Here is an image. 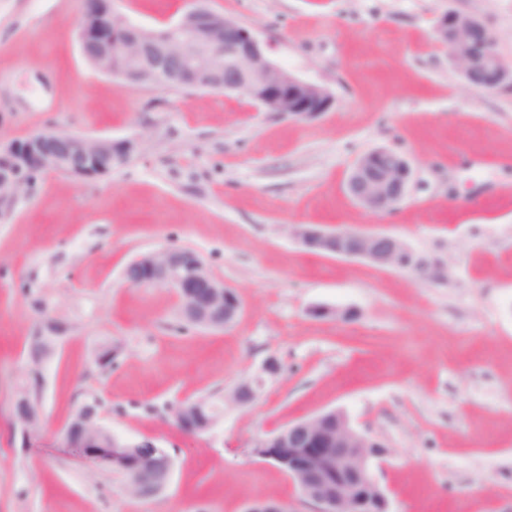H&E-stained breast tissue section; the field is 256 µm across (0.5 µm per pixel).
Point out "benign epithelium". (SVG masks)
<instances>
[{"mask_svg": "<svg viewBox=\"0 0 512 512\" xmlns=\"http://www.w3.org/2000/svg\"><path fill=\"white\" fill-rule=\"evenodd\" d=\"M78 43L85 59L99 72L130 83L165 89L173 84L197 90H224L244 96L266 112L296 121H309L328 111L331 93L282 68L266 54L253 32L235 20L210 10L202 0H187L180 17L159 32L132 28L114 0H83ZM439 44L459 73L476 91L512 85V62L493 49L489 28L478 17L449 11L435 25ZM134 50L124 70L112 57ZM139 149V139H109L41 130L0 143V201L17 197L29 170L63 173L79 180H95L124 164ZM412 167L404 155L376 149L353 167L347 191L354 201L375 212L400 204L407 195ZM290 234L304 247L347 259H362L379 267L402 268L423 278L439 275L441 264L422 259L400 239L382 233L347 228L325 231L313 224H293ZM126 283L134 287H164L175 294L180 313L201 328H226L242 311L235 291L214 278L194 252L167 246L129 263ZM275 357H268L257 373L239 385L229 400L237 406L255 401V382L273 380ZM207 400L180 403V419L190 422ZM97 404L85 406L79 423L65 432L68 446L99 462L108 461L137 480L147 476L154 494L162 493L171 478L173 461L154 442L128 444L112 437L103 425ZM42 406L18 394L13 422L28 438L41 426ZM264 460L280 465L297 485L314 512H392L389 492L378 482L374 468L387 454L377 440L357 432L340 411L330 410L294 422L261 439L255 448ZM246 512H292L279 500L250 503Z\"/></svg>", "mask_w": 512, "mask_h": 512, "instance_id": "7a95c632", "label": "benign epithelium"}]
</instances>
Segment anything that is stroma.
Listing matches in <instances>:
<instances>
[{
	"mask_svg": "<svg viewBox=\"0 0 512 512\" xmlns=\"http://www.w3.org/2000/svg\"><path fill=\"white\" fill-rule=\"evenodd\" d=\"M332 108L297 122L219 90H160L97 72L81 55L82 0H0V140L46 128L140 140L94 181L41 174L0 204V512H244L262 498L312 512L257 440L343 411L389 454L376 468L392 512H512V88L472 89L434 40L457 11L482 18L512 61V0H207ZM184 0H136L156 30ZM390 148L413 179L392 211L346 189L355 163ZM292 224L382 232L442 261L445 279L318 254ZM194 250L241 298L224 329L180 317L170 289L127 285L134 258ZM40 297L68 331L43 369V428L12 429ZM353 319L318 317V307ZM118 350L111 371L98 344ZM259 398L188 435L167 419L187 398L223 401L268 357ZM99 396L105 426L173 459L159 496L125 490L112 465L63 439Z\"/></svg>",
	"mask_w": 512,
	"mask_h": 512,
	"instance_id": "1",
	"label": "stroma"
}]
</instances>
